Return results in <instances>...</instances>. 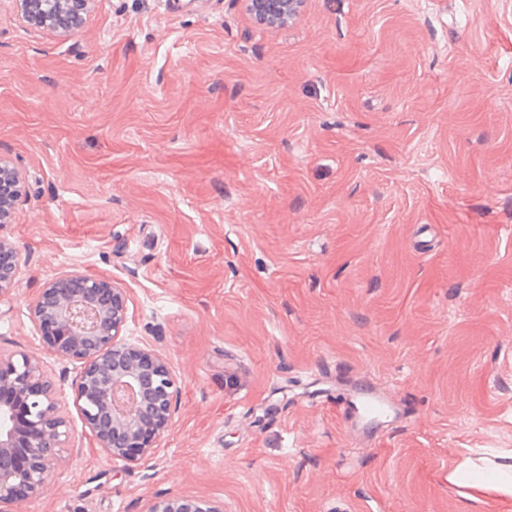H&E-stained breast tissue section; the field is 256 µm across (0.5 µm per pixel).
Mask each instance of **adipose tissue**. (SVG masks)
Masks as SVG:
<instances>
[{
	"instance_id": "1",
	"label": "adipose tissue",
	"mask_w": 512,
	"mask_h": 512,
	"mask_svg": "<svg viewBox=\"0 0 512 512\" xmlns=\"http://www.w3.org/2000/svg\"><path fill=\"white\" fill-rule=\"evenodd\" d=\"M448 480L479 495L512 496V455L499 461L489 458L465 459L449 474Z\"/></svg>"
}]
</instances>
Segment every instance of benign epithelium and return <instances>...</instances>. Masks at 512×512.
<instances>
[{
    "instance_id": "benign-epithelium-1",
    "label": "benign epithelium",
    "mask_w": 512,
    "mask_h": 512,
    "mask_svg": "<svg viewBox=\"0 0 512 512\" xmlns=\"http://www.w3.org/2000/svg\"><path fill=\"white\" fill-rule=\"evenodd\" d=\"M29 23L58 33L81 27L92 0H8ZM261 25L288 24L305 0H241ZM20 173L0 159V224L11 222ZM21 256L0 237V297L15 290ZM127 293L116 282L67 274L36 298L32 318L44 350L81 364L76 399L82 424L112 461L134 463L151 455L168 431L178 395L177 380L162 354L126 341ZM61 387L34 354L0 355V512L33 499L64 462L74 430L63 415ZM147 512H220L189 498L153 501Z\"/></svg>"
}]
</instances>
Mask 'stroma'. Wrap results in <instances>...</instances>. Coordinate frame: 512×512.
<instances>
[{"label":"stroma","instance_id":"1","mask_svg":"<svg viewBox=\"0 0 512 512\" xmlns=\"http://www.w3.org/2000/svg\"><path fill=\"white\" fill-rule=\"evenodd\" d=\"M0 157L23 189L0 353L41 355L74 449L20 512H512L448 473L512 449V0H93L69 35L0 6ZM128 294L180 385L152 455L84 430L41 288ZM393 407L363 421L355 391ZM246 11L261 25L288 24L304 6L305 0H242ZM147 512H219L215 506L189 498H167L153 501Z\"/></svg>","mask_w":512,"mask_h":512}]
</instances>
